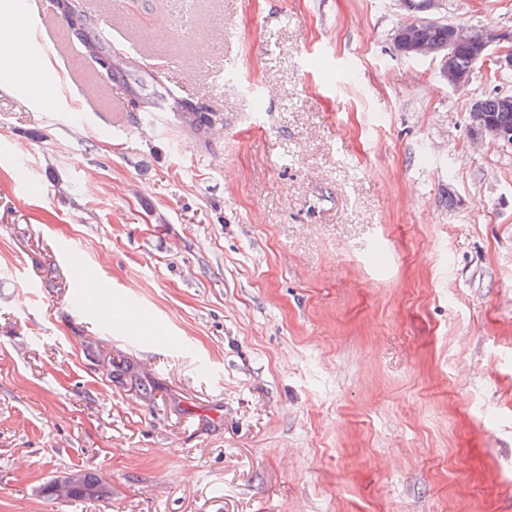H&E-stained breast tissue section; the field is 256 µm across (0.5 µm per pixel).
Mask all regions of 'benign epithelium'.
<instances>
[{
  "label": "benign epithelium",
  "mask_w": 512,
  "mask_h": 512,
  "mask_svg": "<svg viewBox=\"0 0 512 512\" xmlns=\"http://www.w3.org/2000/svg\"><path fill=\"white\" fill-rule=\"evenodd\" d=\"M421 20L405 22L397 38V52L408 59L433 58L441 61L438 72L439 80L453 91L460 90L468 85L470 76L450 67V57L459 49L466 47H479L489 50L492 46L505 41L493 25L469 26L461 22H448V42L441 45H432L417 38L413 29ZM472 139L476 141L491 140L505 147L512 146V131L499 125H486L471 130Z\"/></svg>",
  "instance_id": "1"
}]
</instances>
